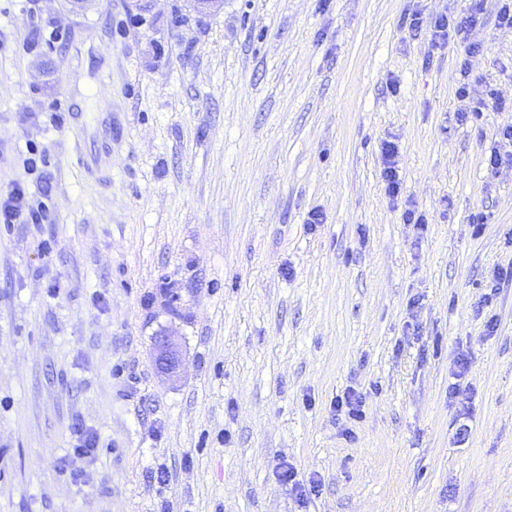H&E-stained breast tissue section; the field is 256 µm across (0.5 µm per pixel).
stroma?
Wrapping results in <instances>:
<instances>
[{
	"label": "stroma",
	"mask_w": 512,
	"mask_h": 512,
	"mask_svg": "<svg viewBox=\"0 0 512 512\" xmlns=\"http://www.w3.org/2000/svg\"><path fill=\"white\" fill-rule=\"evenodd\" d=\"M469 3L0 0V196L50 209L0 223V512H512V29L430 41ZM460 78L457 84L456 93L461 102L467 103L465 108L461 111V117L466 118L468 112H474L478 114L479 112H484V110L491 111H500L502 108V103L499 97V93L496 89L491 88L490 86H486V90L484 96L477 100L476 105L472 108L470 107V82L468 80L469 71L466 66L461 65L459 70ZM467 78V79H466ZM398 146L391 141H387L382 147V157L384 163L383 177L387 182V191L389 195L398 196L401 189L400 178L398 174ZM48 206L45 202L29 196L25 186L16 184L7 198L0 202V223L44 224L48 220ZM153 348L156 363L163 372L173 374L179 370L182 360L173 334L164 333L156 336ZM73 443L72 449L76 456H88L91 451L97 447V435L90 432L81 424H75L72 433Z\"/></svg>",
	"instance_id": "1"
}]
</instances>
